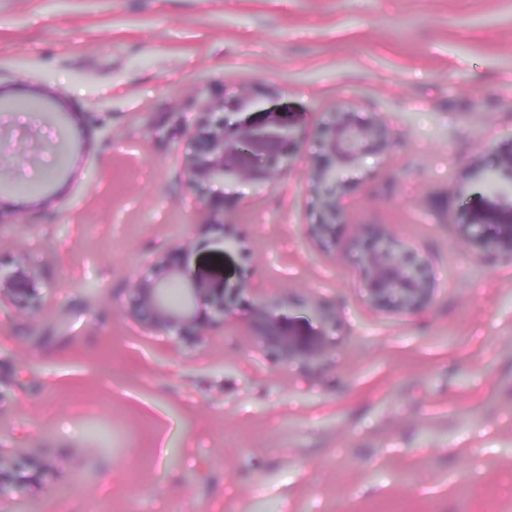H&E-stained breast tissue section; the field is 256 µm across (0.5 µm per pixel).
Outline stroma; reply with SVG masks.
I'll return each mask as SVG.
<instances>
[{
	"label": "stroma",
	"instance_id": "1",
	"mask_svg": "<svg viewBox=\"0 0 512 512\" xmlns=\"http://www.w3.org/2000/svg\"><path fill=\"white\" fill-rule=\"evenodd\" d=\"M512 0H0V265L39 270L38 318L0 306L5 512H512V264L463 226L512 225V192L470 164L512 148ZM251 102H243L242 90ZM350 101L397 142L343 172L344 222L429 257L425 321L372 310L359 256L311 242L315 131ZM286 169L227 183L214 225L185 186L207 103ZM42 190L27 191V184ZM190 235V249L173 248ZM165 255L229 300L189 344L133 313ZM339 304L319 369L271 364L250 335L260 294ZM461 243L467 251L480 257L507 264L512 263V228L510 226L493 238H485L481 233L463 231Z\"/></svg>",
	"mask_w": 512,
	"mask_h": 512
}]
</instances>
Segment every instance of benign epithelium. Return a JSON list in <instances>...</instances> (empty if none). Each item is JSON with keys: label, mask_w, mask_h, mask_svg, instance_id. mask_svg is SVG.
<instances>
[{"label": "benign epithelium", "mask_w": 512, "mask_h": 512, "mask_svg": "<svg viewBox=\"0 0 512 512\" xmlns=\"http://www.w3.org/2000/svg\"><path fill=\"white\" fill-rule=\"evenodd\" d=\"M41 119L58 127L61 133L58 150L64 151L66 140L62 115L44 108ZM320 147L324 159L310 173L315 193L317 221L305 225L304 233L314 240L337 242L340 251L359 252V278L362 280L368 304L379 311H395L409 317L422 318L430 309L436 284L427 255L418 248L388 232L380 224H362L357 234L336 240V228L344 219L340 208L343 183L342 167L356 162L371 147L383 148L392 140L389 124L378 119L358 124L346 106L340 105L328 113L319 128ZM254 146L252 130L241 124L234 135L225 131L224 122L209 125L194 144L193 154L186 160L184 171L187 188L202 190L226 182H261L277 180L285 164L276 152L264 159L263 168H240L233 163L235 156ZM473 166L493 181L500 191L512 190V148L494 151L488 167L477 158ZM463 247L480 257L512 263V228L493 238L480 233H462ZM38 273L22 264L14 269L0 267V303L8 302L17 310L38 317L43 312L42 297L37 292L16 288L20 281H34ZM134 313L147 328L161 329L178 339L196 343L207 336L211 326L224 322V296H214L208 283L191 279L180 267H167L163 278L139 279L132 284ZM204 298L211 300L213 316L208 324L198 320L196 305ZM285 304H297L308 310L324 330H334L339 323L336 304L317 296L298 294L258 297L252 307L251 326L262 343L266 357L274 363L298 364L320 368L331 357V346L322 335H306L296 326H284L276 310ZM34 464L29 455L5 460L0 458V485L11 472Z\"/></svg>", "instance_id": "1"}]
</instances>
